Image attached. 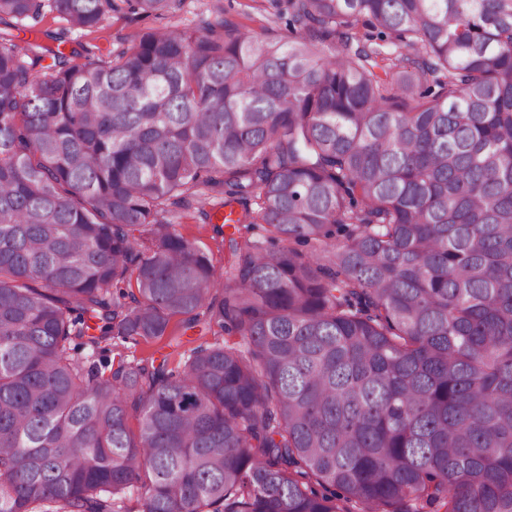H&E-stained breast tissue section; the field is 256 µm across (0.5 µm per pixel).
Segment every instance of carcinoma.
<instances>
[{
    "label": "carcinoma",
    "mask_w": 512,
    "mask_h": 512,
    "mask_svg": "<svg viewBox=\"0 0 512 512\" xmlns=\"http://www.w3.org/2000/svg\"><path fill=\"white\" fill-rule=\"evenodd\" d=\"M273 6L286 41L218 17L81 63L0 31V512H512V0ZM209 194L219 275L174 228ZM175 315L228 339L76 356ZM181 320V316H176L171 320L170 329L176 330L174 333V336L178 337L176 340H173L172 336H164L148 343L139 339L137 342L131 339L126 341L115 339L113 343L117 344L114 346H112V341H108L107 344L103 343L102 346L106 345V350L96 358L100 376L108 377L112 366L116 368L119 363L137 362L150 357L160 359L168 356L170 367H176L181 358L180 355L188 348L194 347L204 340L214 342L217 338L219 341H224V338L228 339V336H213L212 333H208L203 339L194 341L199 337L198 328L196 331H187L186 335L181 336ZM178 341L181 343L177 346ZM188 341L194 342L189 343Z\"/></svg>",
    "instance_id": "1"
}]
</instances>
